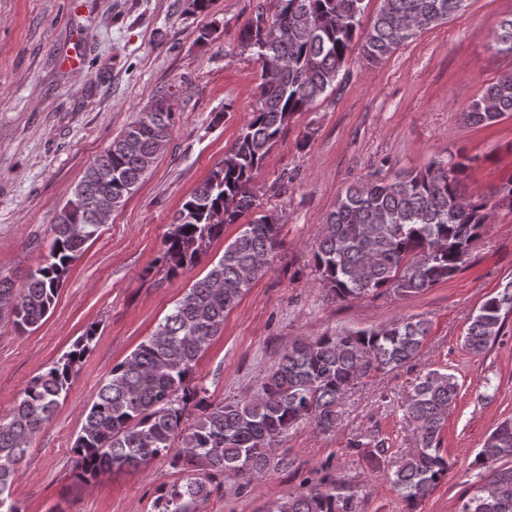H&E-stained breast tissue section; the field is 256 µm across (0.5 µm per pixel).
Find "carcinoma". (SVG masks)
I'll list each match as a JSON object with an SVG mask.
<instances>
[{
  "label": "carcinoma",
  "instance_id": "cac0c4a2",
  "mask_svg": "<svg viewBox=\"0 0 512 512\" xmlns=\"http://www.w3.org/2000/svg\"><path fill=\"white\" fill-rule=\"evenodd\" d=\"M468 0H380L370 29H360L364 0H273L259 5L240 32V45L261 63L259 92L232 149L174 216L159 262L175 277L199 261L211 240L256 208L253 180L296 112L309 111L348 62L352 47L377 65L423 30L442 24ZM512 54V18L494 34ZM175 93L160 91L158 112L140 111L86 170L56 215L41 266L18 284L0 274V320L18 331L38 328L63 278L93 238L94 205L101 198L120 207L155 161L174 126ZM512 116V69L489 84L462 112L470 125L489 126ZM462 161L432 162L393 179L349 186L325 217L314 264L327 293L338 301L370 294L415 297L447 280L466 262L492 206L467 196ZM283 217L270 213L241 225L222 256L123 362L112 367L72 448L74 477L88 483L112 471L164 457L186 474L185 483L159 498L158 512H190L211 494L218 476L246 489L292 465L279 444L300 424L322 432L336 428L338 408L363 380L411 366L428 336L421 319L402 318L371 329L343 331L293 342L250 397L211 402L194 383L205 346L224 329L226 312L266 274L262 263L279 246ZM512 311V288L487 299L471 316L464 346L483 353ZM91 327L20 393L0 417V512H21L12 497L14 475L33 437L52 419L90 350ZM459 396L448 369L423 374L404 405L414 424L415 448L391 481L408 512L448 476L441 432ZM347 447L372 448L382 457L387 438L377 429ZM482 486L464 496L459 512H512V419L488 434L472 462ZM308 490L272 503L268 512H358V494L327 474L304 481Z\"/></svg>",
  "mask_w": 512,
  "mask_h": 512
}]
</instances>
